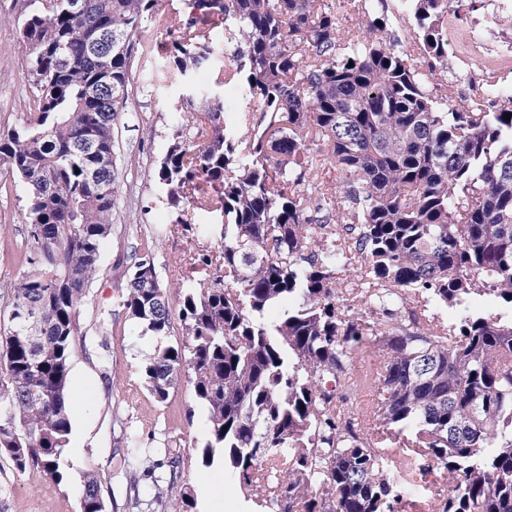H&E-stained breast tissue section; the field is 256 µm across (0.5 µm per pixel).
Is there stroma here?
Here are the masks:
<instances>
[{
	"mask_svg": "<svg viewBox=\"0 0 512 512\" xmlns=\"http://www.w3.org/2000/svg\"><path fill=\"white\" fill-rule=\"evenodd\" d=\"M26 0H0V132L19 127L23 114L34 109V96L25 74L27 48L17 21L25 13ZM184 0H163L155 14L144 17L132 52V92L117 121L116 156L118 193L112 211V233L100 258V271L83 306L85 325H93L97 310H112V326L104 336L111 358L98 360L94 352L76 351L71 358L69 388L72 396V432L66 452L68 468L62 481L40 469L19 474L6 456L0 455V512H80L85 474L96 467L111 475L104 491L108 512H128L124 458L132 440L146 448L180 444L183 458L176 489H189L194 497L190 512H262L255 502L234 491L223 461L204 466L199 449L208 434L206 415L197 405L188 374H181L164 405H156L136 373L144 354L156 344L143 335L141 324L121 304L126 288L124 272L132 259L151 251L161 285L170 301L171 327L167 343L183 341L179 316L178 285L187 273L190 253L221 252L224 241L213 215L192 209L188 203L171 208L167 189L157 169L174 143L198 144L189 124L193 108L181 75L170 63L164 46L174 33L170 19L182 15ZM492 18V30L512 39V17L498 12L496 0H482L478 10L451 20L448 71L443 89L449 99L482 97L483 72L490 61L467 50L469 34L478 20ZM213 53L193 74V82L209 87L221 105L227 131L241 129L243 113L256 104L242 86L227 88L215 83L228 54L234 50L223 30L212 34ZM0 281L17 276L18 245L28 236L27 197L0 164ZM185 224H177V215Z\"/></svg>",
	"mask_w": 512,
	"mask_h": 512,
	"instance_id": "35a3bbf8",
	"label": "stroma"
}]
</instances>
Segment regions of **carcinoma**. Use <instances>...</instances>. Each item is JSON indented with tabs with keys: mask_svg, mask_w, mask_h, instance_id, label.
Segmentation results:
<instances>
[{
	"mask_svg": "<svg viewBox=\"0 0 512 512\" xmlns=\"http://www.w3.org/2000/svg\"><path fill=\"white\" fill-rule=\"evenodd\" d=\"M479 0H399L412 49L385 42L388 16L346 35L324 0H187L166 47L182 76L236 41L215 83L237 82L258 119L226 132L210 93L189 85L206 142L173 144L157 177L167 200L221 218L224 251L194 257L179 306L181 344H165L170 306L150 254L126 270L122 305L158 340L138 372L163 404L183 366L207 416L201 449L267 512H402L396 442L451 479L441 512H512V94L489 112L438 100L448 18ZM28 0L19 34L36 118L0 133V161L27 192L22 267L0 284V453L19 472L63 478L71 434L69 368L87 350L81 308L112 233L115 127L129 97L131 46L157 0ZM326 151L312 154L308 140ZM336 167L328 194L312 171ZM361 263L357 305L336 268ZM221 275L212 281L208 270ZM493 298L505 313L473 309ZM463 312L447 326L429 305ZM372 341L373 426L349 411L354 362ZM136 441L128 508L186 512L173 495L181 449ZM110 475L86 474L81 512H106Z\"/></svg>",
	"mask_w": 512,
	"mask_h": 512,
	"instance_id": "cac0c4a2",
	"label": "carcinoma"
}]
</instances>
